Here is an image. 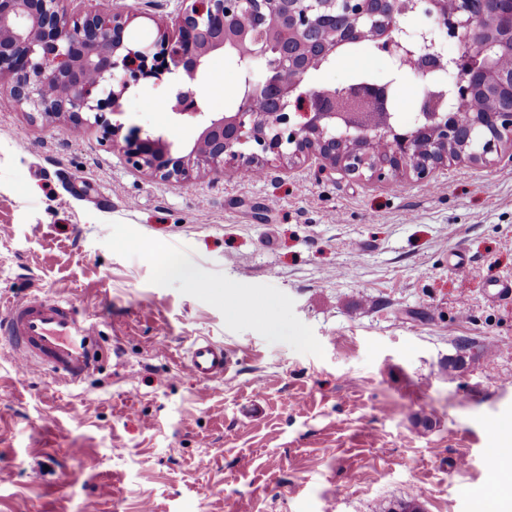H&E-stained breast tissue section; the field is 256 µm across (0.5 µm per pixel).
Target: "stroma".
Returning <instances> with one entry per match:
<instances>
[{
    "label": "stroma",
    "instance_id": "obj_1",
    "mask_svg": "<svg viewBox=\"0 0 512 512\" xmlns=\"http://www.w3.org/2000/svg\"><path fill=\"white\" fill-rule=\"evenodd\" d=\"M124 4L133 39L173 34L177 0ZM389 69L368 47L307 83ZM196 85L205 111L231 110L234 60L210 55ZM120 111L177 149L201 132L150 81ZM172 256L192 280L165 271ZM506 279L512 166L451 162L394 190L310 160L183 188L96 130L0 111V303L70 300L103 353L70 385L0 349V512H385L411 496L480 512L490 495L512 512V487L489 481L512 440ZM199 337L228 350L223 379L183 370Z\"/></svg>",
    "mask_w": 512,
    "mask_h": 512
}]
</instances>
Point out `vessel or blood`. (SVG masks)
Segmentation results:
<instances>
[{
    "label": "vessel or blood",
    "instance_id": "obj_1",
    "mask_svg": "<svg viewBox=\"0 0 512 512\" xmlns=\"http://www.w3.org/2000/svg\"><path fill=\"white\" fill-rule=\"evenodd\" d=\"M95 322L73 303L36 295L9 302L0 312V340L10 346L23 369L39 366L61 381L76 384L98 365L102 352L95 343ZM230 364L223 345L195 339L187 348L184 369L196 378H222Z\"/></svg>",
    "mask_w": 512,
    "mask_h": 512
}]
</instances>
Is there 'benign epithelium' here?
<instances>
[{
  "label": "benign epithelium",
  "instance_id": "benign-epithelium-1",
  "mask_svg": "<svg viewBox=\"0 0 512 512\" xmlns=\"http://www.w3.org/2000/svg\"><path fill=\"white\" fill-rule=\"evenodd\" d=\"M64 0H0V76L6 98L70 129L96 128L135 170L189 187L200 172L233 163L315 158L352 177L391 185L401 175L428 185L443 161L503 159L512 165V0H180L178 35L149 43L128 38L120 0L69 12ZM420 12L415 29L405 18ZM370 35L391 61L388 78L304 89L311 61ZM461 51L450 56L444 40ZM230 46L240 76L234 108L203 110L195 80L207 57ZM171 111L203 126L182 152L163 136L111 120L123 94L142 81L180 75ZM412 74L442 84L421 95L408 126L390 112L393 86ZM482 90L488 106L461 123L457 101Z\"/></svg>",
  "mask_w": 512,
  "mask_h": 512
}]
</instances>
